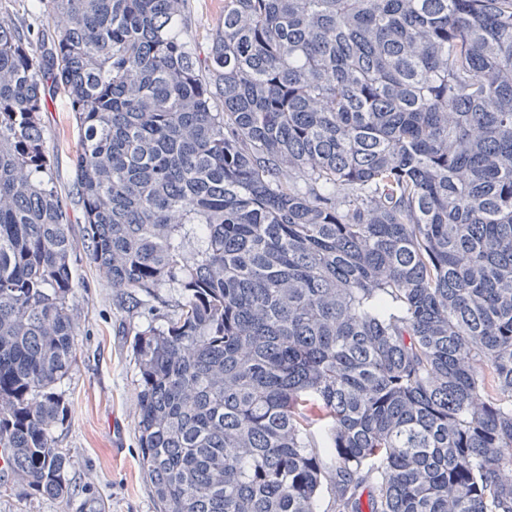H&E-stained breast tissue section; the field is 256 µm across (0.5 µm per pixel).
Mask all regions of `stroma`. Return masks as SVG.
<instances>
[{"instance_id": "1", "label": "stroma", "mask_w": 512, "mask_h": 512, "mask_svg": "<svg viewBox=\"0 0 512 512\" xmlns=\"http://www.w3.org/2000/svg\"><path fill=\"white\" fill-rule=\"evenodd\" d=\"M223 18L224 0H188L179 33L198 60L207 57ZM0 19L36 33L52 31L41 0H0ZM42 124L52 176L67 206L71 233L78 237L82 210L72 168L78 129L66 96L48 100ZM74 278L69 305L77 324V357L57 386L71 413L55 431L58 447L69 456L71 493L65 502L41 496L12 472L0 470V512H159L140 467L136 432L138 369L132 345L146 319L142 312L116 306L109 281L85 253L74 260Z\"/></svg>"}]
</instances>
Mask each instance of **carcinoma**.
I'll list each match as a JSON object with an SVG mask.
<instances>
[{
	"mask_svg": "<svg viewBox=\"0 0 512 512\" xmlns=\"http://www.w3.org/2000/svg\"><path fill=\"white\" fill-rule=\"evenodd\" d=\"M41 2L46 39L0 22L11 472L69 497L82 250L155 312L133 353L160 512H512V0H224L203 66L186 0ZM44 137L52 156V176L67 206L71 233L75 238L82 234V210L75 196L72 163L78 143V129L73 119L69 101L63 94L48 99L42 113Z\"/></svg>",
	"mask_w": 512,
	"mask_h": 512,
	"instance_id": "1",
	"label": "carcinoma"
}]
</instances>
